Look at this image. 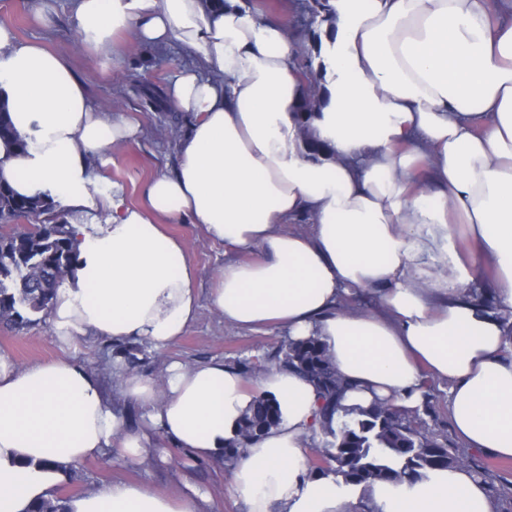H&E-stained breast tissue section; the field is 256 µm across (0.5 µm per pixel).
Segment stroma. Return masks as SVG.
Masks as SVG:
<instances>
[{
  "mask_svg": "<svg viewBox=\"0 0 512 512\" xmlns=\"http://www.w3.org/2000/svg\"><path fill=\"white\" fill-rule=\"evenodd\" d=\"M36 2L0 0V25L10 27L19 40L61 54L85 81L96 111L113 117L131 115L140 120L139 137L113 149L109 164L102 169L106 180L101 188L106 191L112 185H121L128 202L141 205L150 180L158 172L172 169L176 162L174 142L161 135V127L171 123L184 127L189 122L188 115L173 112L163 96L165 85L187 63V56L175 45L159 52L150 47H134L129 50L124 65L113 67L111 61L81 47L71 0H50L51 8L42 20L34 14ZM166 230L183 239L187 246V258L197 274L200 309L183 336L167 348L158 351L141 344L137 372L160 379L175 361L191 367L221 360L237 369L243 362L271 353L287 342L288 335L282 329L240 328L224 322L215 312L209 292L217 270L230 258L223 242L211 239L199 224H170ZM70 354H73L70 349L54 341L48 319L21 329L0 324V355L17 366L26 367ZM425 385L434 402L433 414L424 419L425 432L459 446L448 410L447 384L430 378ZM469 457L485 472L496 512H512V460L500 459L486 451L470 452ZM115 481L138 483L174 495L189 485L211 498L213 512H248L245 502L227 493L220 468L194 461L186 449L160 434L156 435L151 457L146 462H125L108 454L85 461L57 494L79 495Z\"/></svg>",
  "mask_w": 512,
  "mask_h": 512,
  "instance_id": "1",
  "label": "stroma"
}]
</instances>
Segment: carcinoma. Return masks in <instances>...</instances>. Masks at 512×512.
I'll list each match as a JSON object with an SVG mask.
<instances>
[{
    "label": "carcinoma",
    "mask_w": 512,
    "mask_h": 512,
    "mask_svg": "<svg viewBox=\"0 0 512 512\" xmlns=\"http://www.w3.org/2000/svg\"><path fill=\"white\" fill-rule=\"evenodd\" d=\"M298 8L308 21L291 31V38L302 47L295 66L304 77V92L297 107L298 129L306 156L311 160L327 150L311 126L328 103L323 84L324 64L314 65V51L320 49L321 30L331 35L335 13L330 0H298ZM0 140L25 149L17 138L8 112L0 108ZM56 202L46 193L30 197L14 194L0 184V323L22 327L34 316L47 313L56 288L78 261V250L71 237L70 223L57 218ZM22 218L31 223L17 224ZM292 367L309 380L323 399L321 452L327 466L318 467V477L330 474L352 488L367 491L376 483L394 486L413 483L434 470L470 465L457 449L428 435L422 429L420 414L432 413L431 397L423 395L414 414H405L384 405H374L345 413L335 421L348 383L336 372L325 348L315 338L289 342L257 362H245L250 373L266 364ZM280 420L279 404L257 398L239 421L235 436L224 448V461L234 462L246 444L264 435Z\"/></svg>",
    "instance_id": "obj_1"
}]
</instances>
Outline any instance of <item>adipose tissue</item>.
<instances>
[{
  "label": "adipose tissue",
  "instance_id": "ef3b65f1",
  "mask_svg": "<svg viewBox=\"0 0 512 512\" xmlns=\"http://www.w3.org/2000/svg\"><path fill=\"white\" fill-rule=\"evenodd\" d=\"M329 104L315 125L332 157L308 159L294 108L303 83L283 17L247 0H72L85 48L124 60L125 43L179 45L190 62L168 83L190 115L177 165L156 174L142 205L120 186L95 194L89 162L133 139L140 124L95 111L66 60L0 26V104L26 144L0 141V182L51 192L98 224L70 230L79 261L48 311L54 339L146 342L163 349L195 320L196 275L164 224L203 225L247 253L217 272L211 302L226 322L276 325L319 339L352 385L345 407L383 401L413 411L426 378L448 385L465 447L512 459V347L497 315L470 296L495 273L512 311V0H331ZM310 219L307 232L292 223ZM371 290L382 310L349 305ZM112 371L143 411L126 428L101 379L72 358L26 368L0 356V512H33L78 463L111 452L145 458L149 433L222 465L224 446L255 396L275 398L279 423L226 473L249 512H355L334 476L313 477L322 401L289 369L249 385L213 361L171 364L164 379ZM377 512H495L466 466L412 485H374ZM67 512H210L196 490L167 495L114 482L71 498Z\"/></svg>",
  "mask_w": 512,
  "mask_h": 512
}]
</instances>
